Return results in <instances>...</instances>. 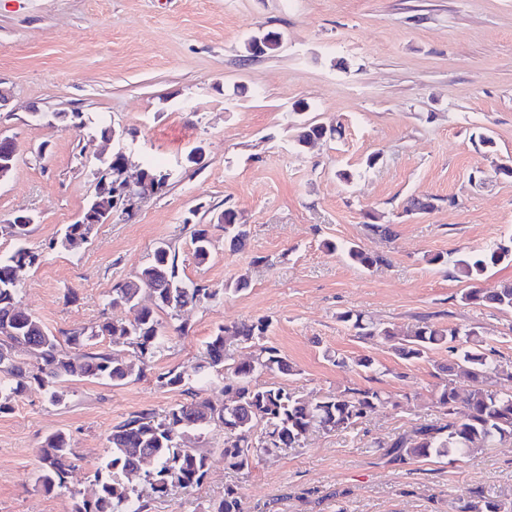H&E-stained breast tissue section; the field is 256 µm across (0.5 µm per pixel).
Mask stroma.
<instances>
[{"mask_svg": "<svg viewBox=\"0 0 512 512\" xmlns=\"http://www.w3.org/2000/svg\"><path fill=\"white\" fill-rule=\"evenodd\" d=\"M270 31L280 47L249 58L248 41ZM0 84L10 92L0 130L16 144L14 169L0 181V224L19 211L34 218L26 243L41 261L19 271L21 301L50 331L97 325L112 286L162 242L175 248L183 278L218 287L251 279L245 291L185 308L187 334L172 336L141 379L66 381L58 405L28 386L0 413V512H70L68 492L35 487L37 450L57 431L77 454L70 489L93 497L113 427L186 400L183 389L157 386L156 374L193 370L219 326L260 317L272 323L266 344L298 373H261L256 384L304 398L372 387L390 403L245 474L225 466L224 431L214 429L200 441L209 451L201 485L151 497L148 512H212L229 486L245 512H454L466 488L512 508V440L456 461L386 463V443L436 417L450 353L405 361L338 320L353 311L399 331L423 321L476 326L487 354L512 366V312L462 302L469 284L449 265L512 238V178L498 172L512 165V0H0ZM71 111L83 113L82 131L54 118ZM306 121L342 134L297 149ZM103 126L128 137L102 138ZM482 133L494 148L479 143ZM122 145L129 177L156 156L168 186L132 219L114 216L80 249L63 248L102 159ZM197 146L198 172L184 164ZM372 155L378 161L366 167ZM477 173L479 189L470 182ZM412 196L438 207L405 212ZM199 204L205 213L192 215ZM227 208L250 231L245 251L224 247L215 216ZM191 217L212 239L203 265ZM373 224L393 225L394 237L373 235ZM329 241L358 242L386 261L354 267L327 251ZM341 357L370 358L381 373L370 380L337 366Z\"/></svg>", "mask_w": 512, "mask_h": 512, "instance_id": "obj_1", "label": "stroma"}]
</instances>
